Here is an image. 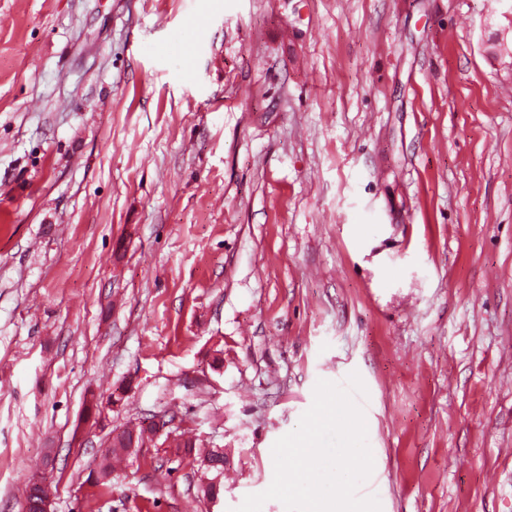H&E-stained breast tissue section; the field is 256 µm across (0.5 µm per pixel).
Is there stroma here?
Instances as JSON below:
<instances>
[{
    "instance_id": "35a3bbf8",
    "label": "stroma",
    "mask_w": 512,
    "mask_h": 512,
    "mask_svg": "<svg viewBox=\"0 0 512 512\" xmlns=\"http://www.w3.org/2000/svg\"><path fill=\"white\" fill-rule=\"evenodd\" d=\"M511 6L0 0V512H231L353 372L359 496L512 512ZM128 448H115L112 445V437L108 439V446L106 451L101 455L98 463V481L97 485L103 488H109L111 486L112 476V459H117L122 454L129 452L128 449L133 450L136 448L135 438L132 443L128 445ZM198 445V446H197ZM177 448H187L188 452L191 453L192 448H199L196 451V459H200L201 463H203L207 468L214 471L216 479L219 475L224 473V451L219 448H200V444L197 443V440L185 439L177 443Z\"/></svg>"
}]
</instances>
